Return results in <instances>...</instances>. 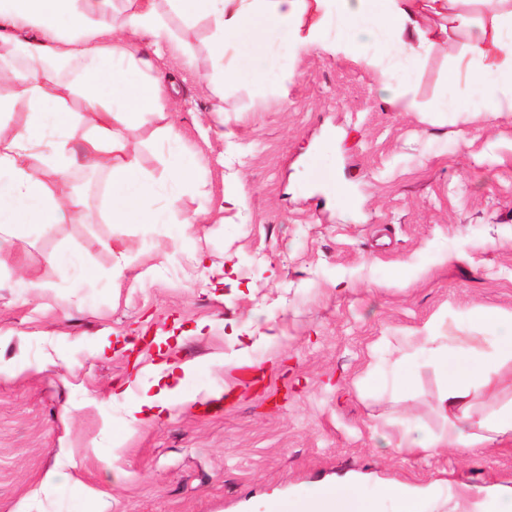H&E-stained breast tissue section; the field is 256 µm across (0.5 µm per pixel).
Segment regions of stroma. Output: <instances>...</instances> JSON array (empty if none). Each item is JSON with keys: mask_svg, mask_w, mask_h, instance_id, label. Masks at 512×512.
Returning <instances> with one entry per match:
<instances>
[{"mask_svg": "<svg viewBox=\"0 0 512 512\" xmlns=\"http://www.w3.org/2000/svg\"><path fill=\"white\" fill-rule=\"evenodd\" d=\"M155 5L175 35L178 93L131 149L158 181L155 207L178 193L197 226L112 223L85 168L47 174L54 194L79 191L86 206L0 256V365L15 369L0 377V512H271L336 482L365 498L382 481L445 497L462 483L511 488L512 440L423 460L390 437L410 418L442 426L441 381L407 357L412 336L427 323L470 335L476 306L512 312V114L437 108L466 33L419 59L408 112L376 68L284 43L256 49L266 82L224 87L208 23ZM168 124L199 161L194 184L172 178ZM55 250L77 268L46 266ZM120 251L132 266L119 278ZM401 358L403 397L382 385ZM165 360L198 365L186 388L207 401L119 433ZM70 475L83 496L48 490Z\"/></svg>", "mask_w": 512, "mask_h": 512, "instance_id": "obj_1", "label": "stroma"}]
</instances>
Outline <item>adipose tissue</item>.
<instances>
[{"label":"adipose tissue","instance_id":"1","mask_svg":"<svg viewBox=\"0 0 512 512\" xmlns=\"http://www.w3.org/2000/svg\"><path fill=\"white\" fill-rule=\"evenodd\" d=\"M172 12L207 21L212 54L226 84L239 83L242 59L252 57L256 39L286 41L293 53L320 50L356 62L378 63L381 77L399 72L411 83L416 61L440 39L428 17H449L460 29L469 14L456 0H168ZM121 28L110 21L112 0H0V50L21 59L22 67L0 69L12 87L0 112L18 104L27 114L14 130L0 128V255L24 237L30 225L51 231L72 222L84 206L80 194L56 196L44 170L65 175L74 165L107 171L110 214L116 224H166L179 209L177 194L155 208L157 183L131 156L125 133L168 112L163 93L166 71L144 78L150 59L138 46L166 52L169 28L154 0H129ZM266 79L263 70L247 74ZM467 85L470 95L444 96L454 111L486 107L491 115L512 112V0H495L491 22L466 42L447 85ZM78 95L82 111H71L65 93ZM476 336H447L425 324L414 339L428 353L442 386L433 410L442 426L433 431L417 420L396 433L399 452L427 459L440 449L467 451L512 439V401L498 393L512 382V313L477 306L470 310ZM183 385L159 389L127 410L125 429L166 415L175 405L197 402ZM485 408H478V401ZM296 512H430L429 499L402 485L378 487L371 498L329 485L299 499Z\"/></svg>","mask_w":512,"mask_h":512}]
</instances>
